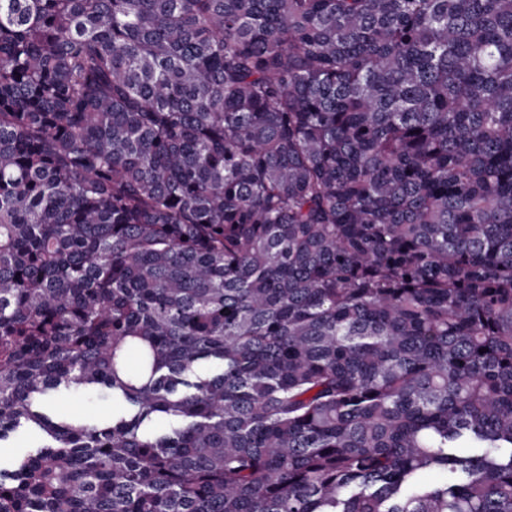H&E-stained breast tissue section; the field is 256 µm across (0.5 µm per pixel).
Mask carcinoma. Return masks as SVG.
Masks as SVG:
<instances>
[{"label":"carcinoma","mask_w":512,"mask_h":512,"mask_svg":"<svg viewBox=\"0 0 512 512\" xmlns=\"http://www.w3.org/2000/svg\"><path fill=\"white\" fill-rule=\"evenodd\" d=\"M22 425L0 512H512V0H0ZM49 406L62 414L89 421H104L112 417V400L104 392L62 391L49 400ZM8 448L3 453L8 456H21L40 445V438L26 426L20 427L7 442Z\"/></svg>","instance_id":"1"}]
</instances>
